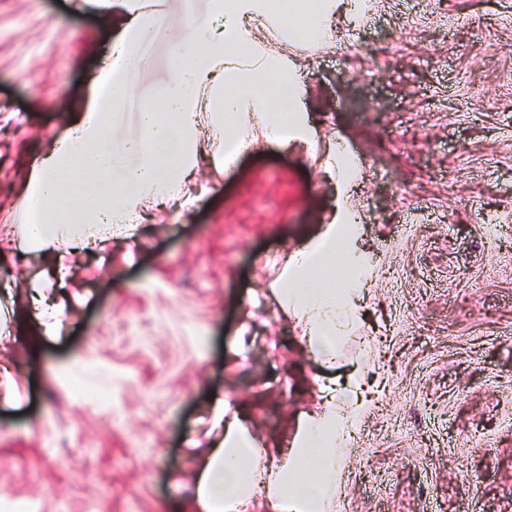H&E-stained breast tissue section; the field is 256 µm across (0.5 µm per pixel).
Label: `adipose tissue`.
<instances>
[{
    "label": "adipose tissue",
    "instance_id": "adipose-tissue-1",
    "mask_svg": "<svg viewBox=\"0 0 512 512\" xmlns=\"http://www.w3.org/2000/svg\"><path fill=\"white\" fill-rule=\"evenodd\" d=\"M115 34L112 53L95 78L88 102L32 167L18 196L26 249L56 250L61 242L94 246L117 224L135 232L146 203L179 201L201 163L223 172L236 151L242 121L266 143L287 146L313 136L298 103L299 85L287 55L264 48L256 27L277 20L292 40L329 30L336 0H312L306 14L282 0H208L196 14L183 0H91ZM168 29L167 79L141 104L137 128L122 133L121 118L140 76L152 67L147 47ZM346 269L323 285L310 268ZM339 224L286 258L277 292L309 346L332 358L351 313L357 281ZM357 414L339 409L327 390L319 415L298 425L287 448L261 446L239 416L223 418L212 448L196 470L194 512H335L342 451L336 436L354 430Z\"/></svg>",
    "mask_w": 512,
    "mask_h": 512
}]
</instances>
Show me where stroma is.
Returning <instances> with one entry per match:
<instances>
[{
    "instance_id": "1",
    "label": "stroma",
    "mask_w": 512,
    "mask_h": 512,
    "mask_svg": "<svg viewBox=\"0 0 512 512\" xmlns=\"http://www.w3.org/2000/svg\"><path fill=\"white\" fill-rule=\"evenodd\" d=\"M337 5L336 39L287 48L321 152L257 143L201 165L184 207L73 250L59 332L29 283L55 257L0 253V500L28 512H190L217 400L292 438L322 391L365 399L336 512H512V0ZM113 33L71 0H0V238L32 165L84 102ZM357 156L343 192L325 152ZM365 263L334 362L269 286L333 211ZM108 394L91 403L82 390Z\"/></svg>"
}]
</instances>
